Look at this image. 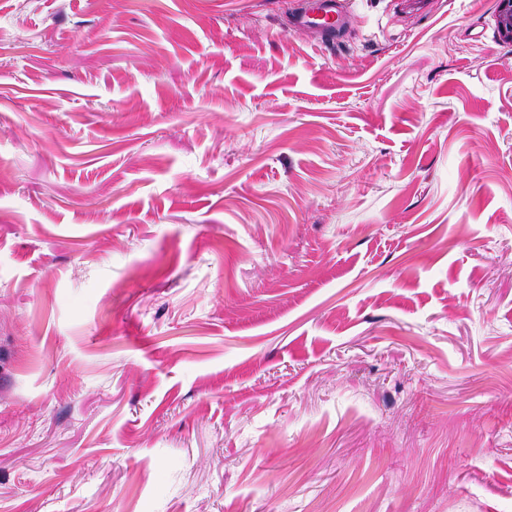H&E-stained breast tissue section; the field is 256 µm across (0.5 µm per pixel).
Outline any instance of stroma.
I'll return each instance as SVG.
<instances>
[{"instance_id": "35a3bbf8", "label": "stroma", "mask_w": 512, "mask_h": 512, "mask_svg": "<svg viewBox=\"0 0 512 512\" xmlns=\"http://www.w3.org/2000/svg\"><path fill=\"white\" fill-rule=\"evenodd\" d=\"M0 0V512H512L496 0ZM354 1L305 0L292 13L291 30L315 31L325 40V45H335L336 38L349 22Z\"/></svg>"}]
</instances>
